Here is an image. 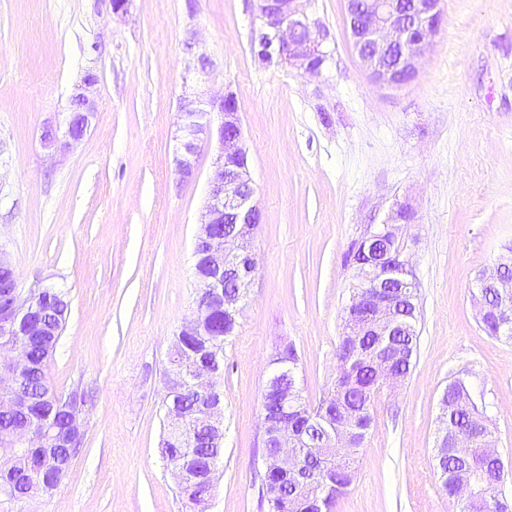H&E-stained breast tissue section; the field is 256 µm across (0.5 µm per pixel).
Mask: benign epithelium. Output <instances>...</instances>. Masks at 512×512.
Instances as JSON below:
<instances>
[{
    "instance_id": "7a95c632",
    "label": "benign epithelium",
    "mask_w": 512,
    "mask_h": 512,
    "mask_svg": "<svg viewBox=\"0 0 512 512\" xmlns=\"http://www.w3.org/2000/svg\"><path fill=\"white\" fill-rule=\"evenodd\" d=\"M303 0H259L257 23L252 29L251 47L258 60L266 65L287 64L309 76L321 74L328 58L326 34L321 32L302 9ZM441 0H347V16L354 49L365 70L377 83L398 87L418 73L421 61L430 50L441 31L443 11ZM96 77L90 73L71 97L70 114L65 120V131L58 135L53 130L43 138L48 150H58L81 140L89 130L95 116V106L85 94L94 85ZM220 116L213 125V114ZM179 130L182 139L176 148V164L181 178L188 179L195 173V160L200 143L217 135L220 152L213 162V175L208 185L205 211L195 239L193 251V277L196 284L194 315L181 329L184 336H194L200 330L201 315L215 309H225L235 314L242 307L244 294L232 297L224 289L233 286L249 287L256 270V263L247 243L252 239L261 212L254 199L247 154L241 145L242 131L236 97L229 93L206 103L185 97L179 105ZM414 218L412 206L398 202L383 226L363 239L367 247H374L387 236L398 235L399 228L392 225L395 219ZM0 335L13 336L19 328L27 335L39 336L43 323L34 317L38 310L40 293L32 292L26 298L18 294V278L6 259L0 260ZM363 291L350 305L352 316L348 319L353 336L364 334L367 325L358 311L371 303L370 317L375 332L386 336L391 329L386 301L382 300L383 282L379 270L368 268L361 271ZM476 287L493 288L503 299L512 297V258L501 257L483 270ZM374 366L380 371V389L394 390L402 378L392 372L389 362L381 356L374 358ZM28 369L25 353L20 349L0 357V411L9 414L18 409L22 399L21 388ZM219 362L198 361L185 365L172 361L168 377L190 387L199 394H210L219 373ZM265 395L276 398L279 414L271 421L262 413L263 435L277 438V445L268 448L262 456V469L268 472L295 473L302 454L320 459L325 466L339 459L344 435L331 429L312 447L301 450L288 447L289 416L296 410L298 400L295 388V369L288 359L272 363ZM167 439H176L185 447L192 446V434L196 428L211 432L216 441L224 440L223 402L217 401L192 419H187L175 406L166 411ZM41 443L55 437L50 425L36 433L27 427L17 429L10 454L32 447L33 438ZM480 480L465 478L456 488V495L470 501L478 492Z\"/></svg>"
}]
</instances>
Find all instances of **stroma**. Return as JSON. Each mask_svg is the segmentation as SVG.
Masks as SVG:
<instances>
[{"label":"stroma","mask_w":512,"mask_h":512,"mask_svg":"<svg viewBox=\"0 0 512 512\" xmlns=\"http://www.w3.org/2000/svg\"><path fill=\"white\" fill-rule=\"evenodd\" d=\"M257 0H0V255L22 293L68 294L48 378L92 394L65 482L22 512H195L161 453L173 336L191 318L192 252L217 140L180 180L183 96L232 92L262 222L257 269L224 344V458L204 512H267L254 463L273 346L294 342L305 401L336 380L352 295L351 245L396 202L416 210L401 246L419 282L410 375L381 393L334 512H462L434 468L439 400L467 379L512 497V340L482 328L471 289L512 248V0H442L444 23L417 76L388 88L363 69L345 0H306L326 32L320 76L254 57ZM206 57L207 73L197 71ZM96 117L58 153L85 72Z\"/></svg>","instance_id":"1"}]
</instances>
